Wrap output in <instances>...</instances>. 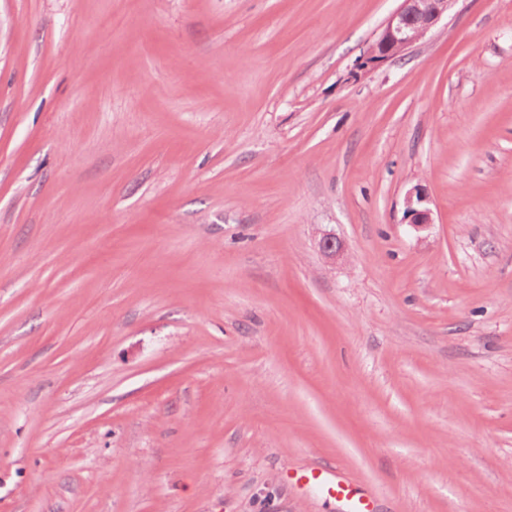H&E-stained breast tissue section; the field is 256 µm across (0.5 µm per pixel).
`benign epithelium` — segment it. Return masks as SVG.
Segmentation results:
<instances>
[{
	"instance_id": "benign-epithelium-1",
	"label": "benign epithelium",
	"mask_w": 512,
	"mask_h": 512,
	"mask_svg": "<svg viewBox=\"0 0 512 512\" xmlns=\"http://www.w3.org/2000/svg\"><path fill=\"white\" fill-rule=\"evenodd\" d=\"M456 0H401L398 9L387 19L377 40L369 50L371 62H383L404 54L424 38ZM404 220L421 231L433 224L427 194L420 188L405 199ZM318 248L329 260L344 257V244L335 235L326 233L318 240Z\"/></svg>"
}]
</instances>
